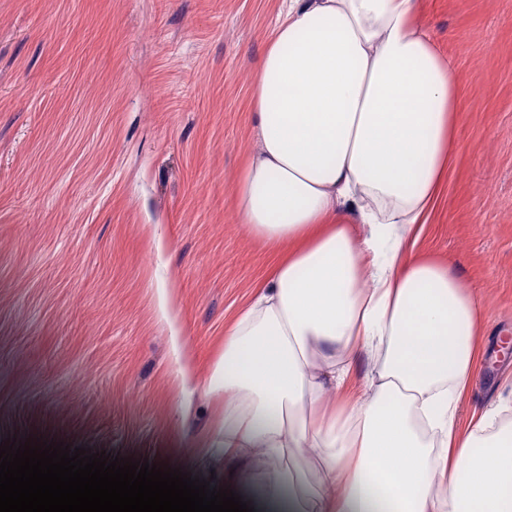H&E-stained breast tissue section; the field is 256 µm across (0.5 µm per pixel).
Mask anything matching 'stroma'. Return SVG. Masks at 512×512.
I'll list each match as a JSON object with an SVG mask.
<instances>
[{
  "mask_svg": "<svg viewBox=\"0 0 512 512\" xmlns=\"http://www.w3.org/2000/svg\"><path fill=\"white\" fill-rule=\"evenodd\" d=\"M282 0H0V444L43 440L231 487L224 327L268 261L233 206ZM453 60L458 153L415 249L512 338V0H422ZM194 383L183 390L181 371ZM512 418V357L461 424Z\"/></svg>",
  "mask_w": 512,
  "mask_h": 512,
  "instance_id": "1",
  "label": "stroma"
}]
</instances>
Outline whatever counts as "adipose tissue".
Wrapping results in <instances>:
<instances>
[{
	"instance_id": "obj_1",
	"label": "adipose tissue",
	"mask_w": 512,
	"mask_h": 512,
	"mask_svg": "<svg viewBox=\"0 0 512 512\" xmlns=\"http://www.w3.org/2000/svg\"><path fill=\"white\" fill-rule=\"evenodd\" d=\"M420 13L286 0L265 40L234 207L270 260L224 330L213 443L243 461L239 487L260 485L255 512H512V423L459 424L484 358L480 296L414 249L461 110ZM310 452L309 477L290 461Z\"/></svg>"
}]
</instances>
